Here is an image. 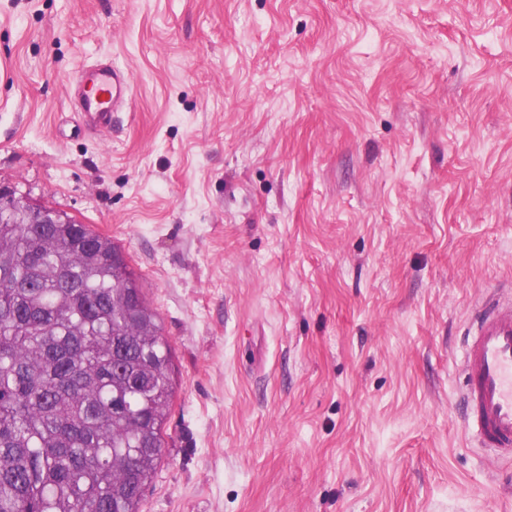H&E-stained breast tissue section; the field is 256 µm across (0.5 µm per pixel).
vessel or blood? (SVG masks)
I'll list each match as a JSON object with an SVG mask.
<instances>
[{
	"label": "vessel or blood",
	"instance_id": "b4317fda",
	"mask_svg": "<svg viewBox=\"0 0 512 512\" xmlns=\"http://www.w3.org/2000/svg\"><path fill=\"white\" fill-rule=\"evenodd\" d=\"M81 106L99 131L112 127L113 112L131 86L129 76L106 64L76 77ZM463 371V425L479 447L512 457V301L488 296L467 332Z\"/></svg>",
	"mask_w": 512,
	"mask_h": 512
}]
</instances>
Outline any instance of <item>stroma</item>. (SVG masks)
Segmentation results:
<instances>
[{
  "instance_id": "stroma-1",
  "label": "stroma",
  "mask_w": 512,
  "mask_h": 512,
  "mask_svg": "<svg viewBox=\"0 0 512 512\" xmlns=\"http://www.w3.org/2000/svg\"><path fill=\"white\" fill-rule=\"evenodd\" d=\"M102 62L105 134L72 106ZM0 184L160 315L143 512H512L459 412L512 286V0H0ZM80 102L91 126L99 131L112 128L116 105L130 89V77L107 64L82 68L76 77Z\"/></svg>"
}]
</instances>
